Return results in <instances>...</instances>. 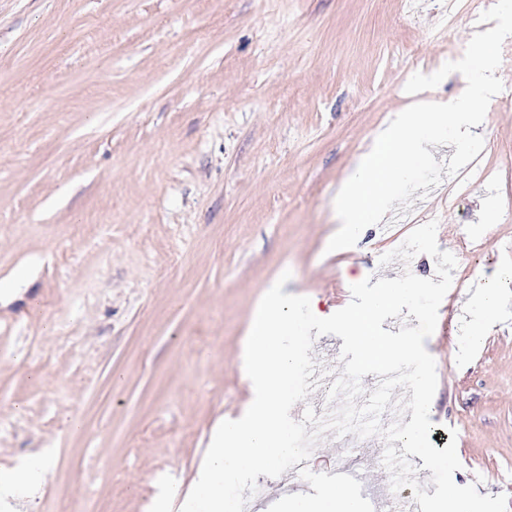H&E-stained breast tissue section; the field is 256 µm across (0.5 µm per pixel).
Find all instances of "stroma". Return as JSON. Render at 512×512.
I'll return each instance as SVG.
<instances>
[{
  "mask_svg": "<svg viewBox=\"0 0 512 512\" xmlns=\"http://www.w3.org/2000/svg\"><path fill=\"white\" fill-rule=\"evenodd\" d=\"M495 2L0 0V467L55 457L29 512H150L162 475L189 487L250 400L249 324L280 275L327 315L367 276L432 278L429 255L379 258L433 219L457 265L424 342L430 419L457 432V485L512 497V51L480 172L326 250L408 79L461 58ZM383 445L326 432L250 512L336 489L350 458L379 491Z\"/></svg>",
  "mask_w": 512,
  "mask_h": 512,
  "instance_id": "35a3bbf8",
  "label": "stroma"
}]
</instances>
